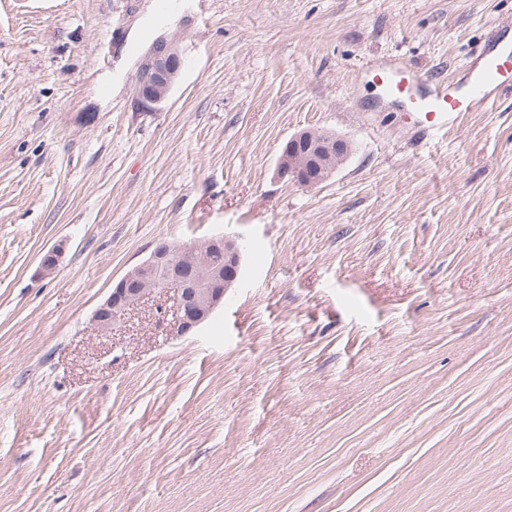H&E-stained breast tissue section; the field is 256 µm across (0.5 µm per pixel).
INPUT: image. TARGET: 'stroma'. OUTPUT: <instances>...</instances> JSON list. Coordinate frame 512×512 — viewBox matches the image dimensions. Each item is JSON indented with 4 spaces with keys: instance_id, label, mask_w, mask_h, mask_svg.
Wrapping results in <instances>:
<instances>
[{
    "instance_id": "1",
    "label": "stroma",
    "mask_w": 512,
    "mask_h": 512,
    "mask_svg": "<svg viewBox=\"0 0 512 512\" xmlns=\"http://www.w3.org/2000/svg\"><path fill=\"white\" fill-rule=\"evenodd\" d=\"M508 18L0 0V512H512V94L431 138L374 79L453 77ZM160 39L181 69L149 108ZM305 129L351 145L312 187L276 175ZM225 234L241 272L199 330L157 298L99 335L157 243ZM181 60L176 48L157 43L140 65L136 78V93L146 106L162 103L178 77Z\"/></svg>"
}]
</instances>
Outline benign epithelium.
Segmentation results:
<instances>
[{
    "instance_id": "benign-epithelium-1",
    "label": "benign epithelium",
    "mask_w": 512,
    "mask_h": 512,
    "mask_svg": "<svg viewBox=\"0 0 512 512\" xmlns=\"http://www.w3.org/2000/svg\"><path fill=\"white\" fill-rule=\"evenodd\" d=\"M181 60L176 48L156 44L140 65L136 93L146 106L162 103L178 77ZM350 152L347 141L325 131L305 130L291 137L283 148L276 174L302 186H314L328 180ZM224 244V268L216 269L208 261V252L216 243ZM60 251L43 255L40 274L48 276L59 262ZM240 269V249L229 236L201 240L172 249L157 244L149 256L132 267L115 285L108 298L94 312L97 331L105 335L127 319L137 304L168 295L175 320L170 332L184 336L205 323L224 302V294L233 287Z\"/></svg>"
}]
</instances>
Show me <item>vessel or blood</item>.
I'll return each mask as SVG.
<instances>
[{"instance_id":"1","label":"vessel or blood","mask_w":512,"mask_h":512,"mask_svg":"<svg viewBox=\"0 0 512 512\" xmlns=\"http://www.w3.org/2000/svg\"><path fill=\"white\" fill-rule=\"evenodd\" d=\"M501 37L500 30H493L480 64L467 66L452 82L416 74L404 64L377 68L375 76L386 93L403 104L405 119L431 133H444L450 116L475 111L493 94L512 91V47Z\"/></svg>"}]
</instances>
